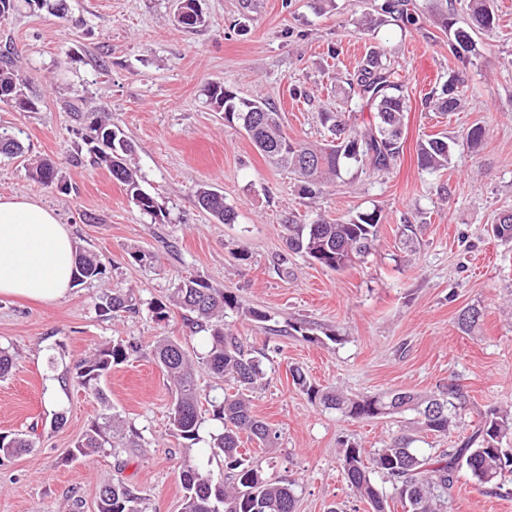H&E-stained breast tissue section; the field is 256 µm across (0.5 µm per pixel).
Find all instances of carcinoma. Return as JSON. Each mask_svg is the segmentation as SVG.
<instances>
[{
  "label": "carcinoma",
  "instance_id": "cac0c4a2",
  "mask_svg": "<svg viewBox=\"0 0 512 512\" xmlns=\"http://www.w3.org/2000/svg\"><path fill=\"white\" fill-rule=\"evenodd\" d=\"M197 0H179L182 17L178 25L195 29L204 25L202 11L196 10ZM470 13L464 25H457L448 12L439 13V23L448 30V48L455 58L466 62L473 47V34L490 29L496 22L490 0H469ZM380 10L405 24L417 22L410 0H384ZM405 76L383 55L372 51L360 65L346 76L349 93L375 107L372 121L356 126L343 112H322L320 120L334 136L332 143L322 146L288 137L283 130L282 113L268 102L256 98L238 97L221 82L206 86L209 104L224 113V121L239 125L254 146L271 163L286 168L299 178V194L311 198L335 186L343 171L357 167L381 171L390 167L402 152L404 112L407 101L403 93ZM24 76L8 60L0 61V102H7L21 112L38 110V102L22 91ZM460 78L448 79L434 104L439 112H453L460 105ZM82 140L88 145L93 163L104 165L112 179L126 187L140 211L159 220L161 210L155 199L143 190L137 171L128 162L133 152L131 142L102 112L85 116ZM22 143L13 128L0 126V154L22 152ZM450 145L445 137H432L420 143L418 166L440 170L448 166ZM40 185L68 192L71 186L63 180L55 162L43 159L31 171ZM197 204L222 224L236 220L234 207L224 201V195L210 186L197 190ZM379 217L377 212L360 213L347 221L319 219L312 224L288 225L286 247L303 254L311 261L333 271H342L355 260L368 254L374 244ZM493 236L512 242V212L503 214L492 226ZM106 267L93 253L78 256L75 282L101 281ZM184 312V322L191 331L208 333L203 351H189L182 343L165 337L153 346L152 355L170 378L174 388L169 411L171 432L193 443L200 438L205 423L201 411V394L195 380V367L212 376L236 385L238 392L226 394L220 401H210L211 420L220 424L211 433L214 456L224 460V468L232 477L226 483L216 480L202 466L187 462L179 472L184 489L182 512H295L294 484H282L267 479L241 452L242 439L256 440L266 448L274 447L276 433L258 418L243 392L254 387L265 376L264 353L248 350L231 334L224 331V311L239 308L235 296L211 287L196 277L177 284L171 296L157 300L151 306L155 320L166 321L171 307ZM102 313L109 315L134 309L133 299L118 290H108L100 297ZM134 344L116 342L95 350L76 368L75 381L95 393L105 395L99 383L123 363ZM310 400L327 409L340 412L357 421L379 419L413 411L420 424L429 432L446 434L459 412L469 402L468 391L457 380L448 383L438 396L421 398L409 391L395 390L383 394L343 395L320 388L299 370L292 371ZM512 432V418L496 410L488 412L473 433L458 447L424 453L411 447L412 440L401 436L384 448L366 449L348 446L342 449L341 465L350 488L367 501L373 512H387L388 503L373 481L377 474L391 483L405 512H447L453 498L459 473L465 469L476 482L497 491L504 488L506 474L512 473V453L502 448V440ZM122 437V427L113 415H103L86 430L73 451L74 457H85L105 447L110 439ZM36 447L27 433L0 434V458H10ZM142 498L130 487L106 484L99 490L98 512H143Z\"/></svg>",
  "mask_w": 512,
  "mask_h": 512
}]
</instances>
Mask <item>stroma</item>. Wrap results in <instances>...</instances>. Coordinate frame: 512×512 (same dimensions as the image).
Here are the masks:
<instances>
[{"label": "stroma", "mask_w": 512, "mask_h": 512, "mask_svg": "<svg viewBox=\"0 0 512 512\" xmlns=\"http://www.w3.org/2000/svg\"><path fill=\"white\" fill-rule=\"evenodd\" d=\"M381 2L336 0L320 10L316 0H252L247 10L243 0H200L207 22L187 30L174 20L176 0H66L65 15L23 4L0 24V52H13L26 94L39 102L35 112L0 102V124L20 129L24 148L0 155V196H35L68 225L78 251L107 267L106 281L73 286L57 301L0 297V347L15 359L0 378V433H36L35 448L0 461V512H97L106 483L137 489L144 512H181L185 462L223 478V462L210 457L215 422L194 444L172 434V385L151 354L166 336L201 346L180 312L159 322L149 310L187 277L234 295L240 307L226 312L227 330L267 355L264 379L245 396L277 441L249 443L248 455L265 477L296 483V512H371L344 478L346 446L382 448L405 435L432 453L460 445L489 410L512 412V243L490 233L512 211V0H493L496 25L476 36L464 63L448 50L435 0H413L415 28L381 13ZM369 17L376 26H366ZM373 48L408 77L403 152L385 171H344L312 199L204 95L221 81L239 97L268 99L290 138L321 144L330 134L320 113L369 120L370 107L338 87ZM457 71L461 108L426 106ZM99 108L132 141L130 162L161 221L142 214L106 168L71 163L83 144L81 113ZM475 124L486 134L472 149L463 135ZM433 135L452 143L447 168L437 171L417 163L419 143ZM43 158L57 162L70 192L30 178ZM203 185L223 193L235 223L198 207ZM373 210L375 247L343 271L287 251L288 225ZM135 251L143 262L132 260ZM107 285L131 293L135 311L102 314ZM467 307L481 318L465 331L458 315ZM248 308L267 321L245 316ZM300 323L310 337L295 332ZM116 341L137 350L103 378L100 399L73 375L81 359ZM294 368L349 395L404 389L427 397L457 379L470 403L440 436L411 411L356 421L311 401L294 384ZM107 410L120 416L125 438L71 458ZM448 512H512V478L494 494L461 475Z\"/></svg>", "instance_id": "35a3bbf8"}]
</instances>
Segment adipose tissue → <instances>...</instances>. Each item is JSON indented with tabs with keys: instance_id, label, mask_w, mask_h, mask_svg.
<instances>
[{
	"instance_id": "ef3b65f1",
	"label": "adipose tissue",
	"mask_w": 512,
	"mask_h": 512,
	"mask_svg": "<svg viewBox=\"0 0 512 512\" xmlns=\"http://www.w3.org/2000/svg\"><path fill=\"white\" fill-rule=\"evenodd\" d=\"M75 271V242L56 212L26 194L0 197V296L65 297Z\"/></svg>"
}]
</instances>
